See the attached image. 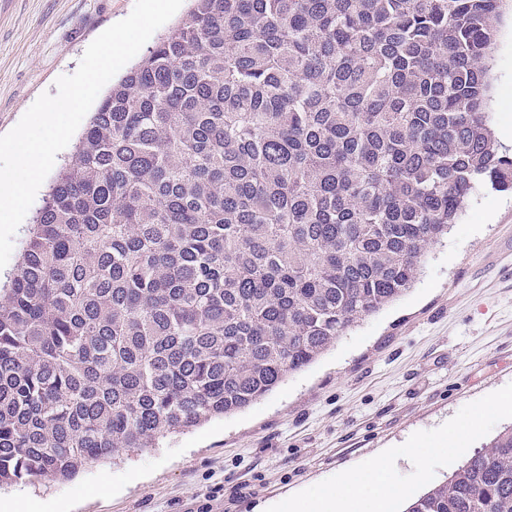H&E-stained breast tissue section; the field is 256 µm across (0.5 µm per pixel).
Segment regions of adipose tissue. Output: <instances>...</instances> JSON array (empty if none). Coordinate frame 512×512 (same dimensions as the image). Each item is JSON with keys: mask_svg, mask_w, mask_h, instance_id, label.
Wrapping results in <instances>:
<instances>
[{"mask_svg": "<svg viewBox=\"0 0 512 512\" xmlns=\"http://www.w3.org/2000/svg\"><path fill=\"white\" fill-rule=\"evenodd\" d=\"M390 451L379 453L368 482H347L319 493L311 502L292 503L290 512H382L385 493L394 484Z\"/></svg>", "mask_w": 512, "mask_h": 512, "instance_id": "ef3b65f1", "label": "adipose tissue"}]
</instances>
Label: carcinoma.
Segmentation results:
<instances>
[{
  "instance_id": "carcinoma-1",
  "label": "carcinoma",
  "mask_w": 512,
  "mask_h": 512,
  "mask_svg": "<svg viewBox=\"0 0 512 512\" xmlns=\"http://www.w3.org/2000/svg\"><path fill=\"white\" fill-rule=\"evenodd\" d=\"M0 288V486L240 411L417 279L476 182L502 0H192ZM404 512H512V427Z\"/></svg>"
}]
</instances>
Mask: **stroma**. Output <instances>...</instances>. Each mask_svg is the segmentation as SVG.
<instances>
[{"label":"stroma","mask_w":512,"mask_h":512,"mask_svg":"<svg viewBox=\"0 0 512 512\" xmlns=\"http://www.w3.org/2000/svg\"><path fill=\"white\" fill-rule=\"evenodd\" d=\"M134 4L0 0V135ZM490 120L496 132L512 125L511 9L497 34ZM504 393L512 194L482 186L412 288L257 403L68 481L0 487V497L22 495L23 512H274L285 498L365 477L394 448L392 476L413 498L458 469L447 453L452 429L466 428L471 451L512 425ZM494 399L499 407L475 418Z\"/></svg>","instance_id":"1"}]
</instances>
